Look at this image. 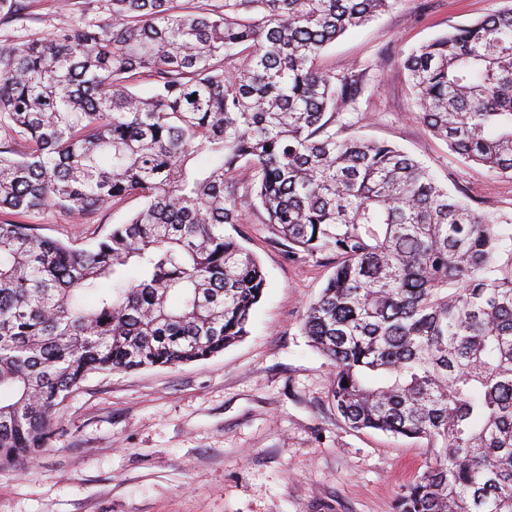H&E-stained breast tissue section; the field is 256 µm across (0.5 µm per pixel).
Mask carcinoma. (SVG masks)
Segmentation results:
<instances>
[{
    "label": "carcinoma",
    "instance_id": "obj_1",
    "mask_svg": "<svg viewBox=\"0 0 512 512\" xmlns=\"http://www.w3.org/2000/svg\"><path fill=\"white\" fill-rule=\"evenodd\" d=\"M97 2L0 49V471L47 447L88 375L248 334L267 280L224 233L245 203L288 256L334 260L302 329L337 414L432 448L395 512H512V234L402 149L332 131L366 86L319 57L400 0ZM403 67L426 129L511 179L512 5ZM132 199L82 248L27 222Z\"/></svg>",
    "mask_w": 512,
    "mask_h": 512
}]
</instances>
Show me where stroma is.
<instances>
[{
    "instance_id": "1",
    "label": "stroma",
    "mask_w": 512,
    "mask_h": 512,
    "mask_svg": "<svg viewBox=\"0 0 512 512\" xmlns=\"http://www.w3.org/2000/svg\"><path fill=\"white\" fill-rule=\"evenodd\" d=\"M89 0H26L0 18V48L19 36L74 26ZM504 0H400L336 41L323 68L370 67L357 111L341 135L394 143L449 189L512 233V179L465 163L414 111L401 59L411 49L503 7ZM134 203L85 223L57 210L31 216L42 235L86 245L122 223ZM236 230L268 287L249 334L223 354L177 368L94 373L56 413L40 455L0 473V512H394L396 498L431 457L425 441L351 429L331 404L334 367L301 329L330 261L289 258L259 213Z\"/></svg>"
}]
</instances>
